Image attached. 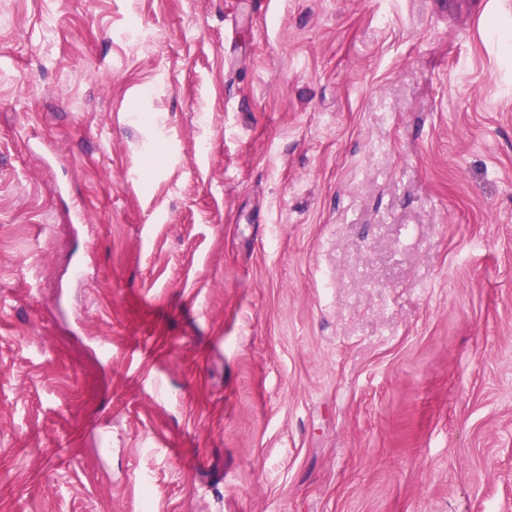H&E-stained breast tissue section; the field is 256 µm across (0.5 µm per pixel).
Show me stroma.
<instances>
[{
    "label": "stroma",
    "instance_id": "stroma-1",
    "mask_svg": "<svg viewBox=\"0 0 512 512\" xmlns=\"http://www.w3.org/2000/svg\"><path fill=\"white\" fill-rule=\"evenodd\" d=\"M0 512H512V0H0Z\"/></svg>",
    "mask_w": 512,
    "mask_h": 512
}]
</instances>
